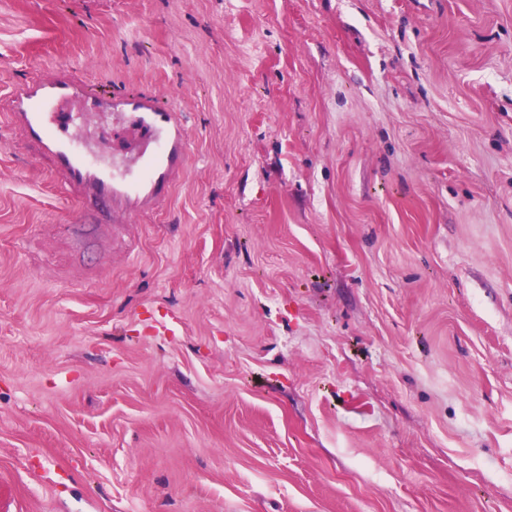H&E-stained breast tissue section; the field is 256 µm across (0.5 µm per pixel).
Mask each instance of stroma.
Listing matches in <instances>:
<instances>
[{"label": "stroma", "instance_id": "1", "mask_svg": "<svg viewBox=\"0 0 512 512\" xmlns=\"http://www.w3.org/2000/svg\"><path fill=\"white\" fill-rule=\"evenodd\" d=\"M60 65L190 157L79 224L0 117V512H512V0H0Z\"/></svg>", "mask_w": 512, "mask_h": 512}]
</instances>
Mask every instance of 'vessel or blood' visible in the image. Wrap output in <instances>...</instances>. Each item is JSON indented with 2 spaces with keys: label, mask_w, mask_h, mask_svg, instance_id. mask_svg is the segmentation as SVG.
<instances>
[{
  "label": "vessel or blood",
  "mask_w": 512,
  "mask_h": 512,
  "mask_svg": "<svg viewBox=\"0 0 512 512\" xmlns=\"http://www.w3.org/2000/svg\"><path fill=\"white\" fill-rule=\"evenodd\" d=\"M0 111L15 142L77 205L83 223L97 215L111 224L151 219L167 208L185 172L188 133L173 105L145 92L107 90L74 66L29 78L0 98ZM106 112L124 117L131 131L114 148L119 173L76 148L84 115Z\"/></svg>",
  "instance_id": "b4317fda"
}]
</instances>
